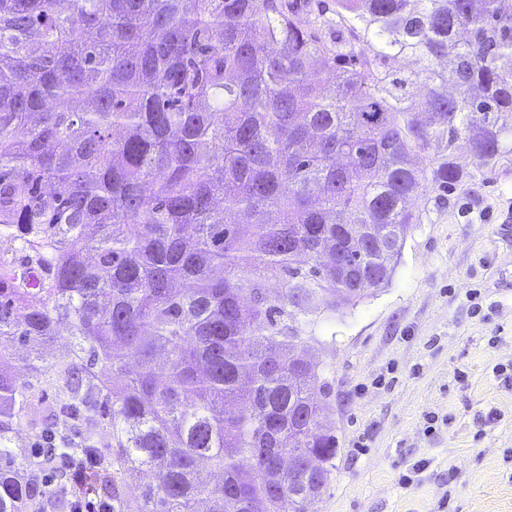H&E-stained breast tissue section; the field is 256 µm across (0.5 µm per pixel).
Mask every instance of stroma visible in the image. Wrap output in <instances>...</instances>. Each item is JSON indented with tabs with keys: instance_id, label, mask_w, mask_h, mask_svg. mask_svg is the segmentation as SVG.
I'll return each mask as SVG.
<instances>
[{
	"instance_id": "stroma-1",
	"label": "stroma",
	"mask_w": 512,
	"mask_h": 512,
	"mask_svg": "<svg viewBox=\"0 0 512 512\" xmlns=\"http://www.w3.org/2000/svg\"><path fill=\"white\" fill-rule=\"evenodd\" d=\"M453 160L467 181L414 225L390 283L298 316L331 385L319 512H512V381L493 372L512 366V161L484 168L462 140Z\"/></svg>"
}]
</instances>
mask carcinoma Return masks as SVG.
<instances>
[{
	"mask_svg": "<svg viewBox=\"0 0 512 512\" xmlns=\"http://www.w3.org/2000/svg\"><path fill=\"white\" fill-rule=\"evenodd\" d=\"M335 2L0 0V512H79L92 461L112 512H318L336 435L298 312L389 283L457 140L512 154V0Z\"/></svg>",
	"mask_w": 512,
	"mask_h": 512,
	"instance_id": "carcinoma-1",
	"label": "carcinoma"
}]
</instances>
